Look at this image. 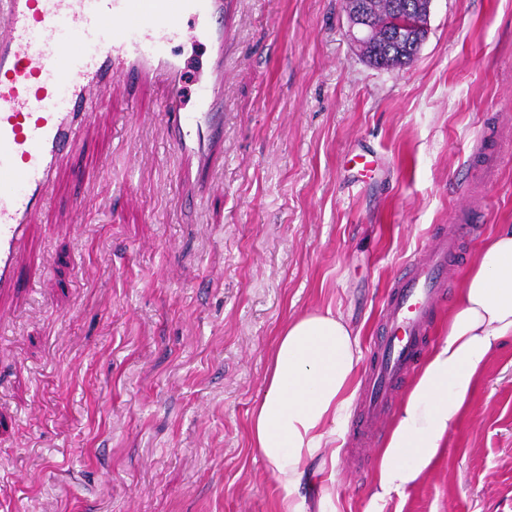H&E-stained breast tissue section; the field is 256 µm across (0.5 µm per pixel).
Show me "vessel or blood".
I'll return each mask as SVG.
<instances>
[{"mask_svg": "<svg viewBox=\"0 0 512 512\" xmlns=\"http://www.w3.org/2000/svg\"><path fill=\"white\" fill-rule=\"evenodd\" d=\"M229 0H0V334L18 281L31 221L45 207L76 131L93 116L92 97L115 77L163 86L169 137L205 168L224 138V30ZM194 26L184 30L182 20ZM204 38L214 60L196 112L180 102L182 69L171 44ZM457 211L446 234L394 282L386 333L366 377L358 435L371 439L397 386L414 369L432 313L447 294L465 228Z\"/></svg>", "mask_w": 512, "mask_h": 512, "instance_id": "vessel-or-blood-1", "label": "vessel or blood"}]
</instances>
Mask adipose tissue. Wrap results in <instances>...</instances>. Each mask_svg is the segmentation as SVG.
Segmentation results:
<instances>
[{"mask_svg":"<svg viewBox=\"0 0 512 512\" xmlns=\"http://www.w3.org/2000/svg\"><path fill=\"white\" fill-rule=\"evenodd\" d=\"M512 341V224L499 225L465 273L448 331L432 348L379 453L371 506L401 496L441 457L486 364ZM361 362L360 333L332 310L293 318L277 336L251 445L282 489L281 512H336L331 493L309 510L300 490L344 431Z\"/></svg>","mask_w":512,"mask_h":512,"instance_id":"obj_1","label":"adipose tissue"}]
</instances>
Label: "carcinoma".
Segmentation results:
<instances>
[{
    "mask_svg": "<svg viewBox=\"0 0 512 512\" xmlns=\"http://www.w3.org/2000/svg\"><path fill=\"white\" fill-rule=\"evenodd\" d=\"M429 0H369L373 37L359 48L370 65L386 70H401L414 63L424 43V32L410 36L398 25L405 14L425 21Z\"/></svg>",
    "mask_w": 512,
    "mask_h": 512,
    "instance_id": "carcinoma-1",
    "label": "carcinoma"
}]
</instances>
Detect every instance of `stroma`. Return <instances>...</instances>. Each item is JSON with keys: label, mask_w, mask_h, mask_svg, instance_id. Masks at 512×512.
Masks as SVG:
<instances>
[{"label": "stroma", "mask_w": 512, "mask_h": 512, "mask_svg": "<svg viewBox=\"0 0 512 512\" xmlns=\"http://www.w3.org/2000/svg\"><path fill=\"white\" fill-rule=\"evenodd\" d=\"M346 0H234L224 144L186 203L163 91L113 81L61 165L0 335V512H278L249 439L288 320L323 309L369 366L395 276L469 199L473 228L437 308L512 223V0H433L404 70L363 61ZM186 111L212 57L174 43ZM370 165L356 167L354 155ZM338 512H366L374 458L338 438ZM383 512H512V342L441 460Z\"/></svg>", "instance_id": "35a3bbf8"}]
</instances>
